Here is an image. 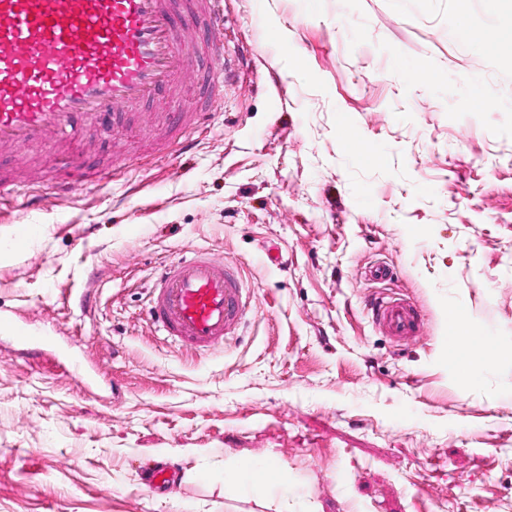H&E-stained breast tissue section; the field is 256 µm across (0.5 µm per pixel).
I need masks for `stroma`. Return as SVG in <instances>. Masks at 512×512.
<instances>
[{"label": "stroma", "mask_w": 512, "mask_h": 512, "mask_svg": "<svg viewBox=\"0 0 512 512\" xmlns=\"http://www.w3.org/2000/svg\"><path fill=\"white\" fill-rule=\"evenodd\" d=\"M511 32L512 0H224L241 75L187 146L160 121L108 180L0 204V316L53 343L0 331V512H275L230 480L246 458L288 512H512ZM193 249L253 290L243 335L197 355L147 316ZM380 292L415 304L419 346L375 326ZM456 308L493 339L470 381ZM1 329L7 330L11 334V337L20 344L33 346L42 351L43 346L46 345L45 336L36 335L33 331L13 319L1 318L0 330ZM235 479L240 483L265 482L277 487L281 498L288 499V480L281 477L275 466L265 462L246 461L242 463Z\"/></svg>", "instance_id": "stroma-1"}]
</instances>
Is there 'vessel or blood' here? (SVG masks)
<instances>
[{
    "label": "vessel or blood",
    "instance_id": "obj_1",
    "mask_svg": "<svg viewBox=\"0 0 512 512\" xmlns=\"http://www.w3.org/2000/svg\"><path fill=\"white\" fill-rule=\"evenodd\" d=\"M223 30L224 0H0V147L67 151L71 171L54 189L75 191L85 177L77 148L84 119L135 111L163 88L175 99L187 85L198 96L182 126L216 111L235 77ZM214 57L220 66L203 69L202 60ZM250 298L237 265L197 250L161 267L150 316L199 353L238 335ZM369 309L400 345L423 340V319L406 300L375 297ZM1 329L23 345L46 342L9 318Z\"/></svg>",
    "mask_w": 512,
    "mask_h": 512
}]
</instances>
